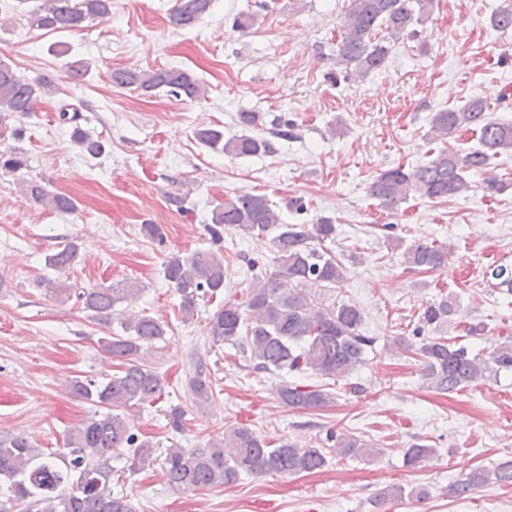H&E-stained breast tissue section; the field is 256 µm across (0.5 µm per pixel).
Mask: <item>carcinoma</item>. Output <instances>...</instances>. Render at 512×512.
Instances as JSON below:
<instances>
[{"label":"carcinoma","instance_id":"cac0c4a2","mask_svg":"<svg viewBox=\"0 0 512 512\" xmlns=\"http://www.w3.org/2000/svg\"><path fill=\"white\" fill-rule=\"evenodd\" d=\"M214 0H176L170 22L191 28L210 15ZM434 0H348L339 26L336 64L348 74L365 77L381 69L390 54L391 43L413 32V25L429 18ZM112 13V0H43L27 15L29 28L46 34L80 31ZM499 31L512 30V8L499 9L490 19ZM112 87L144 93L165 92L194 101L205 97L206 88L190 72L177 67L154 70L114 68L109 72ZM52 82L44 78L28 80L8 64L0 62V128L9 121L36 111L42 95ZM59 123L70 125L71 137L91 157L104 151L101 140L83 129L78 113L60 110ZM261 121L257 112L238 113L242 133L224 139V131L198 128L195 136L215 153L233 157L271 154L274 139L292 136L289 128H275L270 137L251 134ZM480 133V147L460 153L449 141L464 131ZM428 136L443 147L432 159L411 169L395 166L380 172L369 185V194L378 206L398 209L410 194L443 200L470 190L468 175L480 172L492 155L512 151V122L490 116L488 103L474 97L458 109L432 113ZM26 166L18 152L0 151V169L16 172ZM23 192L40 206L62 214L77 210L76 200L52 191L37 181L23 182ZM248 233L272 229L275 251L274 270L254 278L243 303L226 302L207 323V336L215 345L224 343L249 354L253 369L267 373L305 374L309 371L329 378H345L367 362L377 338L363 333V312L354 304H323L308 292L310 288L334 289L345 278V268L324 246L336 236V225L329 217L314 224H287L276 205L264 195L245 192L217 204L212 210L209 233L220 243L224 225ZM77 257V245L68 242L47 257L49 267L63 270ZM405 262L414 270L430 272L448 266V245L419 242L405 248ZM163 276L182 295L185 318L194 315L196 299L214 297L224 288V260L214 249L199 250L188 256L171 255L165 260ZM495 286L512 291V266L497 265L488 271ZM55 291L81 302L89 317L109 324L118 321L122 336L105 339L104 348L118 361V370L106 381H72L73 394L110 412L93 416L71 430L66 438L69 452H45L28 437L0 436V512H133L127 500L111 494L112 450L129 448L146 455L144 444L130 432L121 409L151 404L165 391L166 381L152 368L138 361L141 349L166 336V324L129 309L139 289L101 286L72 290L59 285ZM456 313V301L443 296L429 303L418 317L417 337L412 344L397 338L393 344L404 352L415 350L423 359L424 376L441 393H450L475 382L487 380L502 370L512 371V341L499 346L490 356L474 354L443 335ZM192 395L209 399L212 380L205 363L198 361L188 379ZM280 403L300 411H316L332 401L330 393L317 386L284 385L277 391ZM336 454L356 456L371 449L357 439L330 434ZM434 448L413 443L404 452L410 468L421 465ZM328 463L321 448H299L290 443L276 447L247 428L224 431V439L204 448L187 451L170 448L163 462L167 484L178 490L195 491L236 482L240 474L292 475L315 472ZM512 485V460L492 468L472 471L451 487V493L465 497L471 491L489 486Z\"/></svg>","mask_w":512,"mask_h":512}]
</instances>
